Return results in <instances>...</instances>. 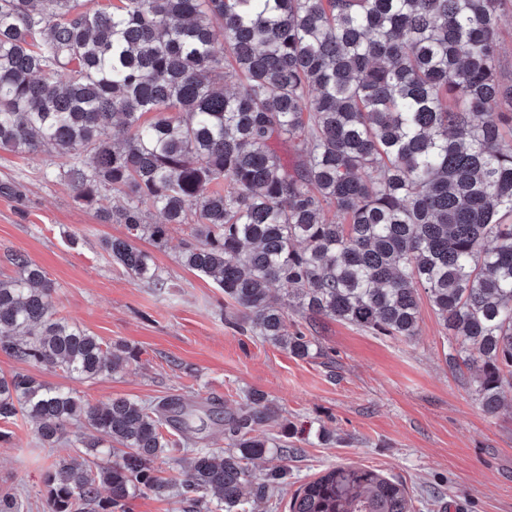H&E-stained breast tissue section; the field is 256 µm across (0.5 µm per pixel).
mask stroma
<instances>
[{
  "label": "stroma",
  "instance_id": "35a3bbf8",
  "mask_svg": "<svg viewBox=\"0 0 512 512\" xmlns=\"http://www.w3.org/2000/svg\"><path fill=\"white\" fill-rule=\"evenodd\" d=\"M45 163L42 154L0 150V183H19L24 193L19 200L0 194V277L14 273L9 253L26 254L46 271L61 315L137 359L112 375L77 380L0 352V376L23 372L93 404L179 397L197 408L202 448L226 445L221 426L207 421V400L234 412L250 391L267 393L279 414L267 435L288 447V479L255 512H289L302 484L341 464L403 482L412 512H512V387L496 415L484 412L476 372L448 364L452 339L427 296L419 298L418 333L407 341L291 312L321 350L296 358L236 329L237 313L225 309L221 288L179 263L189 227H173L161 249L139 241L171 282L151 288L103 247L125 237V226L100 223L75 204L69 186L43 177ZM4 429L0 496H21L23 512H44V477L56 451L42 447L24 418Z\"/></svg>",
  "mask_w": 512,
  "mask_h": 512
}]
</instances>
